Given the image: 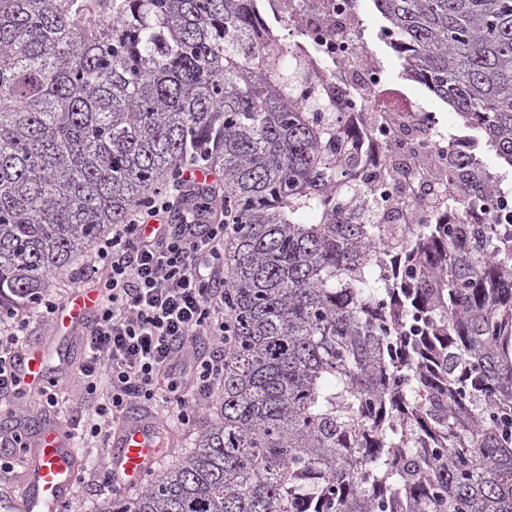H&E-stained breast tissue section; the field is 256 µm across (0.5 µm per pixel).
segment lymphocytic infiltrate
I'll list each match as a JSON object with an SVG mask.
<instances>
[{
    "instance_id": "1",
    "label": "lymphocytic infiltrate",
    "mask_w": 512,
    "mask_h": 512,
    "mask_svg": "<svg viewBox=\"0 0 512 512\" xmlns=\"http://www.w3.org/2000/svg\"><path fill=\"white\" fill-rule=\"evenodd\" d=\"M183 167L162 189L150 192L113 225L101 240L88 274L107 269L100 280L99 309L85 338L80 369L83 392H105L95 420L71 424L75 438L108 444L132 409L153 412L169 404L181 424H189L199 398L210 396L224 380V359L234 346L235 308L224 278V243L237 229L227 209L197 212L194 195H215L212 185L195 183ZM53 299L38 303L34 314L0 322V400L12 390L11 362L26 341L30 316L51 320ZM216 348L199 354L200 338Z\"/></svg>"
}]
</instances>
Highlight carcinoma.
Segmentation results:
<instances>
[{
  "instance_id": "cac0c4a2",
  "label": "carcinoma",
  "mask_w": 512,
  "mask_h": 512,
  "mask_svg": "<svg viewBox=\"0 0 512 512\" xmlns=\"http://www.w3.org/2000/svg\"><path fill=\"white\" fill-rule=\"evenodd\" d=\"M373 4L511 168L512 0ZM308 78L251 0H0V314L187 164L237 216L223 392L188 455L91 512H512V231L368 222Z\"/></svg>"
}]
</instances>
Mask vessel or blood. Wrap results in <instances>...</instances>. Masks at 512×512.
Listing matches in <instances>:
<instances>
[{
  "label": "vessel or blood",
  "instance_id": "vessel-or-blood-1",
  "mask_svg": "<svg viewBox=\"0 0 512 512\" xmlns=\"http://www.w3.org/2000/svg\"><path fill=\"white\" fill-rule=\"evenodd\" d=\"M99 305L98 294L90 290L70 299L51 320V337L58 340L83 329ZM50 345L29 346L16 358L12 373L24 391L40 390L53 372ZM162 429L158 421L131 418L110 440V464L123 486L134 490L163 455ZM22 512H61L72 495L77 476L76 451L66 429L45 425L32 441L22 465Z\"/></svg>",
  "mask_w": 512,
  "mask_h": 512
}]
</instances>
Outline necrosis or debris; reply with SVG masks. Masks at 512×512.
<instances>
[{
    "label": "necrosis or debris",
    "instance_id": "1",
    "mask_svg": "<svg viewBox=\"0 0 512 512\" xmlns=\"http://www.w3.org/2000/svg\"><path fill=\"white\" fill-rule=\"evenodd\" d=\"M263 2L262 27H287L294 58L313 71V85L298 86L297 100L319 89L349 136L368 215L405 202L408 223H446L451 168L460 160L479 169L490 189L486 204L464 206L469 223L512 225V189L488 162L476 130L449 129L439 108L413 101L410 78H390L386 53L371 48L374 38L393 42L392 30L369 35L358 0Z\"/></svg>",
    "mask_w": 512,
    "mask_h": 512
}]
</instances>
